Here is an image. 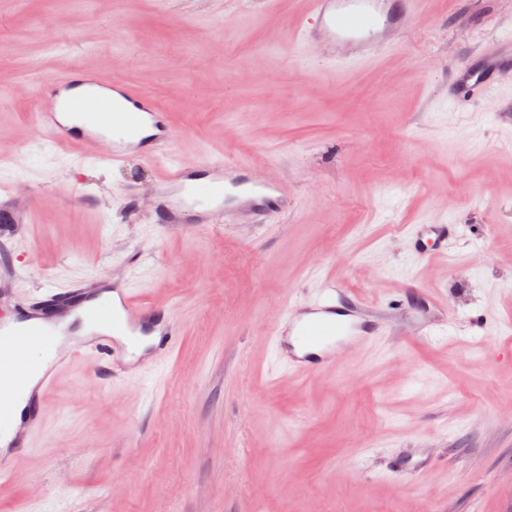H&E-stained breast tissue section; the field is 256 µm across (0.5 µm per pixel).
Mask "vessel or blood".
<instances>
[{
	"label": "vessel or blood",
	"mask_w": 512,
	"mask_h": 512,
	"mask_svg": "<svg viewBox=\"0 0 512 512\" xmlns=\"http://www.w3.org/2000/svg\"><path fill=\"white\" fill-rule=\"evenodd\" d=\"M418 0H314L312 13L299 24L304 48L319 49L323 44L335 46L328 55L330 65L343 69L354 64L373 63L381 49V35L388 30L404 29ZM482 55L495 59L498 70L479 79L462 80L464 89L481 94L499 85L502 78L512 75V45L495 42L483 46ZM78 79L63 76L45 89L46 94L61 95L74 91L66 108L74 110L79 120L71 124L57 112H38L36 122L45 141L53 146L80 145L96 141L103 133H111L112 148L104 158L112 164H123L131 150L153 157L171 137V129L157 101L137 88L125 85L114 87L104 79L94 80L90 90L78 91ZM119 91L122 100L114 102L112 91ZM209 176L201 186L200 197H186L190 174L180 161H173L170 170L159 181L168 189L164 197L162 221L182 224L194 219L198 224L215 221L231 223L235 212L217 215L211 201L222 197L237 199L246 207L252 223H262L266 215L284 203L279 183L244 180L239 166L228 162L209 164ZM457 230L452 224L416 225L411 238L414 242L434 239L448 242L455 239ZM98 292L85 288L54 289L46 301L65 308L87 307L92 322L98 324L91 341L75 345L66 357L54 360L43 372L30 398L33 412H40L43 395L56 375L81 359L110 360L114 343L124 336L157 335L156 351L171 354L180 330L168 312L143 303L131 286L116 289L106 304H98ZM380 329L370 327L362 314V302L352 297L339 283H325L301 306L291 308L282 325L273 329L272 342L279 358L286 360L290 371L307 375L323 370L335 355L334 345L339 338L364 347L376 342ZM11 366L10 376L18 383L25 382L29 372L20 358L16 344L0 329V360Z\"/></svg>",
	"instance_id": "1"
}]
</instances>
